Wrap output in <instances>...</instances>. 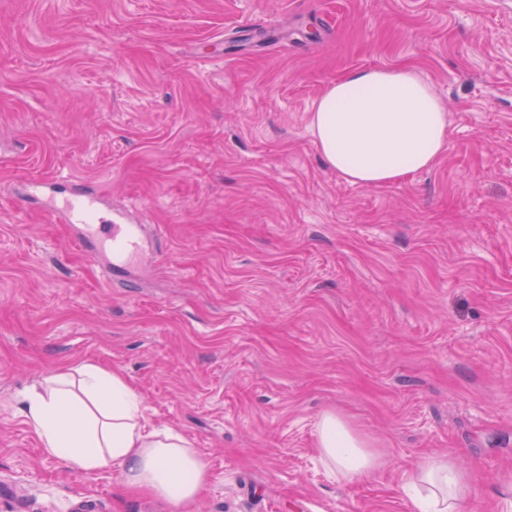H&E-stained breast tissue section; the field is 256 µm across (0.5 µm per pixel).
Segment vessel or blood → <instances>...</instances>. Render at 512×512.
Masks as SVG:
<instances>
[{
  "instance_id": "b4317fda",
  "label": "vessel or blood",
  "mask_w": 512,
  "mask_h": 512,
  "mask_svg": "<svg viewBox=\"0 0 512 512\" xmlns=\"http://www.w3.org/2000/svg\"><path fill=\"white\" fill-rule=\"evenodd\" d=\"M96 211V197L79 186L59 208L66 223L79 225L78 244L90 257L109 260L116 271L137 261L144 252L141 225L116 218L106 221L97 217Z\"/></svg>"
}]
</instances>
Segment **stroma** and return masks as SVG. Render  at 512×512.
Here are the masks:
<instances>
[{
	"label": "stroma",
	"mask_w": 512,
	"mask_h": 512,
	"mask_svg": "<svg viewBox=\"0 0 512 512\" xmlns=\"http://www.w3.org/2000/svg\"><path fill=\"white\" fill-rule=\"evenodd\" d=\"M398 66L448 149L350 184L310 114ZM71 181L151 262L87 258L39 208ZM85 363L205 461L191 503L43 452L21 396ZM328 413L386 466L330 474ZM439 453L467 512H512V0H0V512H413L404 475Z\"/></svg>",
	"instance_id": "obj_1"
}]
</instances>
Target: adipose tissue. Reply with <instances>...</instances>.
I'll return each instance as SVG.
<instances>
[{
  "label": "adipose tissue",
  "mask_w": 512,
  "mask_h": 512,
  "mask_svg": "<svg viewBox=\"0 0 512 512\" xmlns=\"http://www.w3.org/2000/svg\"><path fill=\"white\" fill-rule=\"evenodd\" d=\"M323 163L345 181L399 182L432 167L448 147L446 109L409 66L358 68L331 83L310 114ZM23 417L42 450L81 473L118 467L125 489L180 506L208 477L204 461L176 429L151 427L143 400L122 371L83 364L44 379L24 397ZM321 458L346 479L373 474L382 458L332 413L316 424ZM415 512H462L467 473L448 458L427 460L403 485Z\"/></svg>",
  "instance_id": "1"
}]
</instances>
